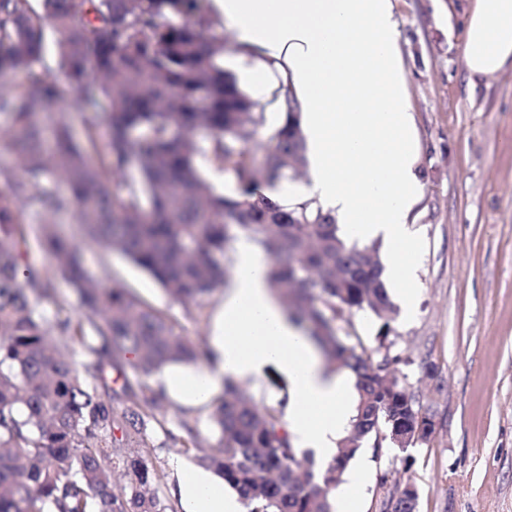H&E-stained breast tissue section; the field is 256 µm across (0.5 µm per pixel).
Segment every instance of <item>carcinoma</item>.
Instances as JSON below:
<instances>
[{"label": "carcinoma", "mask_w": 512, "mask_h": 512, "mask_svg": "<svg viewBox=\"0 0 512 512\" xmlns=\"http://www.w3.org/2000/svg\"><path fill=\"white\" fill-rule=\"evenodd\" d=\"M205 0H0V141L23 176L0 169V512H178L166 495L149 429L163 394L147 379L194 363L193 344L171 318L124 288H106L81 248L59 231L72 215L91 241L147 270L181 304L228 282L231 244L248 234L270 257L271 290L325 359L349 372L355 414L336 455L317 469L297 459L282 426L283 403L258 406L227 382L210 406L213 442L180 420L169 436L216 469L248 512H335L342 475L376 429L416 422L415 396L399 383L389 339L392 303L374 245L349 243L336 219L306 200L286 206L258 193L305 162L294 95L277 87L261 101L224 69V35ZM22 73L25 82L6 81ZM66 102L80 123L48 127L43 110ZM284 120L260 139L266 110ZM230 169L239 196L219 194L200 173ZM138 178L130 176L131 170ZM115 179L124 193L109 190ZM45 226L30 243L25 214ZM74 287L82 318L54 297L56 272ZM381 323L365 346L355 323ZM140 352L127 361L128 348Z\"/></svg>", "instance_id": "cac0c4a2"}]
</instances>
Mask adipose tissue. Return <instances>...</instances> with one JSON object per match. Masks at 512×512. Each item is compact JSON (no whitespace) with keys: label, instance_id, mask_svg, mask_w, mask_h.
<instances>
[{"label":"adipose tissue","instance_id":"ef3b65f1","mask_svg":"<svg viewBox=\"0 0 512 512\" xmlns=\"http://www.w3.org/2000/svg\"><path fill=\"white\" fill-rule=\"evenodd\" d=\"M210 14L231 32L234 54L249 61L246 79L274 77L298 102L308 181L266 186L263 194L316 201L352 238L387 242L386 286L413 315L419 239L408 216L422 185L393 0H212ZM462 58L472 83L512 67V0H474ZM267 264L239 243L210 327L208 364L170 365L159 385L174 402L199 409L223 393L225 379L249 383L276 368L290 384L284 418L294 448L325 464L354 414V386L326 369L289 319L268 287ZM173 469L182 512H247L212 469L187 458Z\"/></svg>","mask_w":512,"mask_h":512}]
</instances>
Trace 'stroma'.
I'll return each mask as SVG.
<instances>
[{"label":"stroma","instance_id":"obj_1","mask_svg":"<svg viewBox=\"0 0 512 512\" xmlns=\"http://www.w3.org/2000/svg\"><path fill=\"white\" fill-rule=\"evenodd\" d=\"M394 2L423 188L410 214L419 309L408 322L393 312L390 337L436 428L403 452L357 454L359 512H381L383 475L415 485L417 512H512V68L469 84L468 0ZM60 220L104 285L129 290L206 347L223 288L200 307L177 303L130 259L88 242L70 215Z\"/></svg>","mask_w":512,"mask_h":512}]
</instances>
